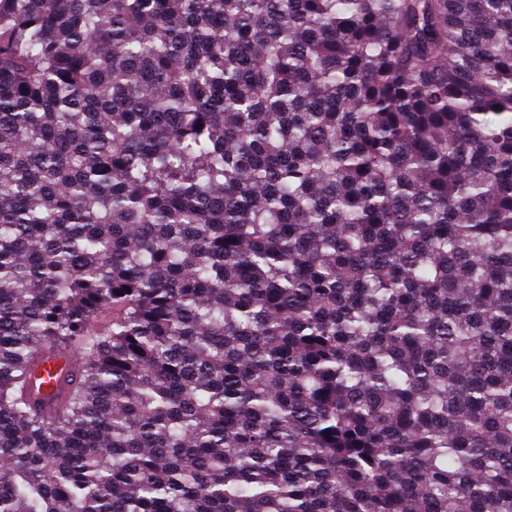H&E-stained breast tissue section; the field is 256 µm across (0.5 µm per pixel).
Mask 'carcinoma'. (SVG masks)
<instances>
[{
	"label": "carcinoma",
	"instance_id": "cac0c4a2",
	"mask_svg": "<svg viewBox=\"0 0 512 512\" xmlns=\"http://www.w3.org/2000/svg\"><path fill=\"white\" fill-rule=\"evenodd\" d=\"M0 512H512V0H0ZM71 362L72 357L69 353H65L60 358H50L41 365L39 375L47 392H54L61 368L70 365Z\"/></svg>",
	"mask_w": 512,
	"mask_h": 512
}]
</instances>
